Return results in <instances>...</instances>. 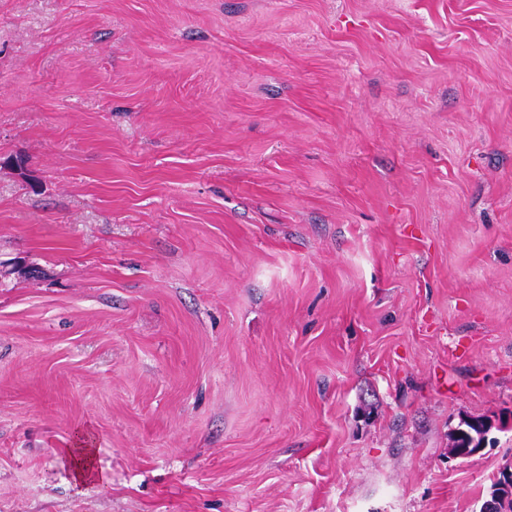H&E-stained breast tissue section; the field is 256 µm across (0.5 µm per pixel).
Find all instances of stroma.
<instances>
[{
  "label": "stroma",
  "mask_w": 512,
  "mask_h": 512,
  "mask_svg": "<svg viewBox=\"0 0 512 512\" xmlns=\"http://www.w3.org/2000/svg\"><path fill=\"white\" fill-rule=\"evenodd\" d=\"M507 465L512 0H0V512H480ZM485 424L483 422V419L475 418L472 419V422H465L464 428L468 431V442H466L465 439H461L460 437L453 438L452 437V454L455 457H471L473 455H476L479 453L483 448H478L482 442V438H480V435L483 434L485 431L483 430ZM459 427L457 430H455L460 436H464L467 434V431ZM459 440H461V443H459ZM472 441H476L477 444L473 445L471 448H459V447H466L464 444L470 445ZM74 448H67L73 479L77 482L90 478L96 473L94 468V448L90 434L83 432L78 436Z\"/></svg>",
  "instance_id": "1"
}]
</instances>
